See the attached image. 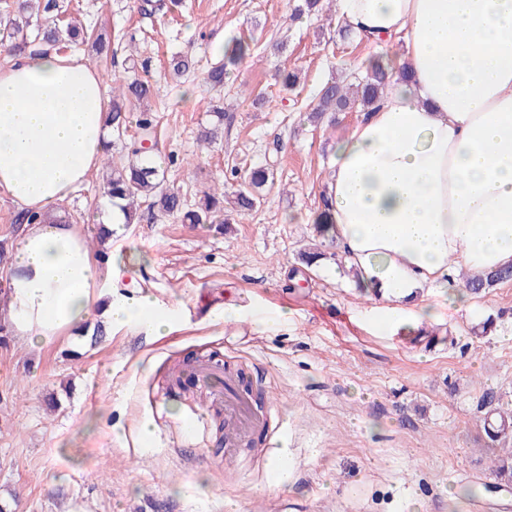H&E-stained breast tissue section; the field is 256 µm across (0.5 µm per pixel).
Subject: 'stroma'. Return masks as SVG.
Wrapping results in <instances>:
<instances>
[{
    "label": "stroma",
    "mask_w": 512,
    "mask_h": 512,
    "mask_svg": "<svg viewBox=\"0 0 512 512\" xmlns=\"http://www.w3.org/2000/svg\"><path fill=\"white\" fill-rule=\"evenodd\" d=\"M68 3L149 58L157 149L174 158L168 179L188 201L234 167L270 164L277 181L221 229L173 217L116 227L101 286L150 295L166 335L98 314L95 340L0 343V512H512V491L490 489L482 405L489 393L512 399V282L460 307L453 267L448 287L424 290V318L394 324L315 231L336 145L362 115L332 126L308 115L331 77L363 70L382 48L344 37L334 0L297 20V0H182L168 12ZM235 37L250 53L211 90L204 77ZM177 52L192 60L179 78ZM292 71L299 80L284 87ZM100 183L93 175L61 205L90 238L105 210ZM311 243L325 257L309 267L299 251ZM209 358L262 380L283 420L231 459L202 386L168 389L172 372Z\"/></svg>",
    "instance_id": "stroma-1"
}]
</instances>
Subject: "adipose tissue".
I'll use <instances>...</instances> for the list:
<instances>
[{
    "mask_svg": "<svg viewBox=\"0 0 512 512\" xmlns=\"http://www.w3.org/2000/svg\"><path fill=\"white\" fill-rule=\"evenodd\" d=\"M349 28L403 42L383 64L408 67L338 144L327 217L348 266L399 318L451 265L512 264V0H337ZM106 87L98 71L52 51L0 67V194L23 223L7 289L9 330L34 348L102 309L110 323L163 334L150 297L104 298V268L58 206L101 169Z\"/></svg>",
    "mask_w": 512,
    "mask_h": 512,
    "instance_id": "obj_1",
    "label": "adipose tissue"
}]
</instances>
